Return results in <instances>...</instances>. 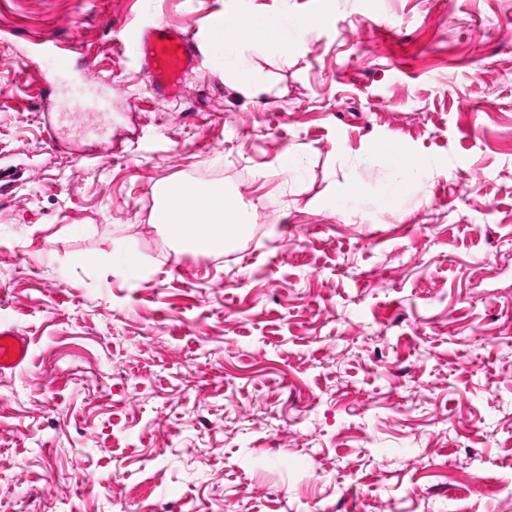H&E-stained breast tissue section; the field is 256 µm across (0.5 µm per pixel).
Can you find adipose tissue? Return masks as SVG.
<instances>
[{"instance_id":"1","label":"adipose tissue","mask_w":512,"mask_h":512,"mask_svg":"<svg viewBox=\"0 0 512 512\" xmlns=\"http://www.w3.org/2000/svg\"><path fill=\"white\" fill-rule=\"evenodd\" d=\"M304 27V22L297 20L286 29L278 22L256 15L251 21L240 22L235 32L215 36L214 41L227 51L246 49L259 39L276 41L284 48L288 46L292 33ZM388 172L387 197L394 200L407 188L422 183L427 164L409 157L395 146L389 151ZM158 221L170 234L188 239L191 245L216 254L233 248L252 230L244 212L220 184L205 189L183 184L166 187L161 196Z\"/></svg>"}]
</instances>
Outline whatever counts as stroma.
<instances>
[{"label":"stroma","instance_id":"stroma-1","mask_svg":"<svg viewBox=\"0 0 512 512\" xmlns=\"http://www.w3.org/2000/svg\"><path fill=\"white\" fill-rule=\"evenodd\" d=\"M243 10L316 25L225 56ZM168 23L204 60L160 101L116 44ZM1 28L0 325L30 359L0 372V512H512V0H6ZM38 34L74 57L42 100ZM393 145L429 168L391 206ZM172 181L251 236L175 253Z\"/></svg>","mask_w":512,"mask_h":512}]
</instances>
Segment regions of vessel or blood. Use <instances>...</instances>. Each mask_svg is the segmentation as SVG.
Listing matches in <instances>:
<instances>
[{"instance_id": "obj_1", "label": "vessel or blood", "mask_w": 512, "mask_h": 512, "mask_svg": "<svg viewBox=\"0 0 512 512\" xmlns=\"http://www.w3.org/2000/svg\"><path fill=\"white\" fill-rule=\"evenodd\" d=\"M152 93L161 100H174L183 93L184 78L202 60V53L187 33L165 25L141 31L130 43ZM29 355L25 336L0 327V370H17Z\"/></svg>"}]
</instances>
